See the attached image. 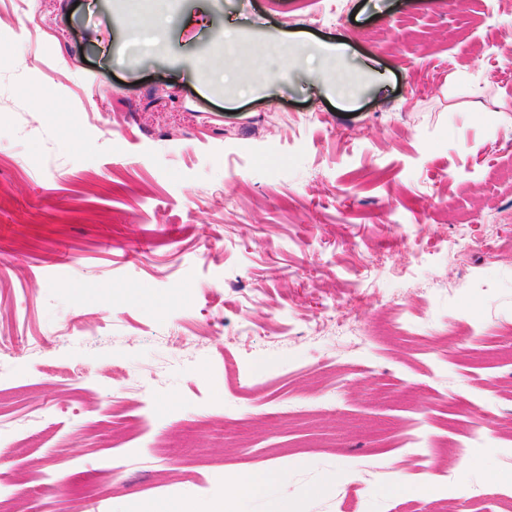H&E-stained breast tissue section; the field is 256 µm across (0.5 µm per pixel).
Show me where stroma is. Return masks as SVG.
<instances>
[{"label":"stroma","instance_id":"1","mask_svg":"<svg viewBox=\"0 0 512 512\" xmlns=\"http://www.w3.org/2000/svg\"><path fill=\"white\" fill-rule=\"evenodd\" d=\"M155 8L0 0V496L230 512L277 470L240 512H484L512 488V0H167L157 45L124 25ZM301 40L345 46L352 101L254 80ZM280 475L279 471H274L268 475H245L233 482L230 492V500H239L247 495L259 493L265 484L273 478Z\"/></svg>","mask_w":512,"mask_h":512}]
</instances>
